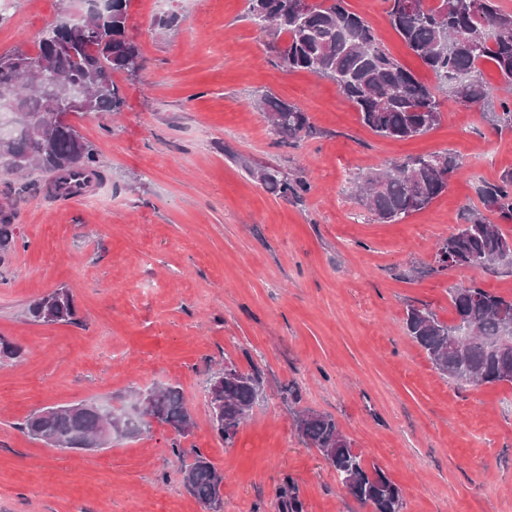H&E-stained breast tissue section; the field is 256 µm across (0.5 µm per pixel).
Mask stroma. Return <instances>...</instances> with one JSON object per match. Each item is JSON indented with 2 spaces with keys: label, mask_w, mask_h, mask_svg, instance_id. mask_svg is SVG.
<instances>
[{
  "label": "stroma",
  "mask_w": 512,
  "mask_h": 512,
  "mask_svg": "<svg viewBox=\"0 0 512 512\" xmlns=\"http://www.w3.org/2000/svg\"><path fill=\"white\" fill-rule=\"evenodd\" d=\"M392 56L433 78L404 44L384 0H343ZM65 0H12L0 53L33 48ZM247 0H129L127 34L142 66L117 73L125 105L69 115L98 151L103 180L65 203L48 175L0 170L16 247L0 265V335L20 359L0 364V512H209L183 484L203 455L224 473L222 512H278L292 477L304 512H369L301 438L293 405L332 414L358 453L404 491V512H512V385L466 390L438 374L407 334V305L453 321L451 287L478 281L512 297V271L429 274L435 245L477 188L512 169V129L444 101L441 123L407 141L362 124L317 75L282 68L279 37L246 17ZM178 15L159 30L161 13ZM307 113L310 135L282 144L254 100ZM458 154L460 170L426 209L398 224L354 199L355 174L425 153ZM305 179L298 201L249 174ZM79 324L41 325L28 304L57 287ZM233 361L257 369L267 397L233 447L213 432L202 388ZM180 388L194 427L153 425L111 447L59 451L21 424L45 406H126L134 391ZM180 442L183 458L171 455Z\"/></svg>",
  "instance_id": "obj_1"
}]
</instances>
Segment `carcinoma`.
Masks as SVG:
<instances>
[{"label": "carcinoma", "mask_w": 512, "mask_h": 512, "mask_svg": "<svg viewBox=\"0 0 512 512\" xmlns=\"http://www.w3.org/2000/svg\"><path fill=\"white\" fill-rule=\"evenodd\" d=\"M392 27L432 73L437 87L464 106L476 105L491 121L512 128V105L499 101L493 111L491 87L481 78V65H493L508 92L512 91V12L497 0H385ZM293 0H248L251 21H269L268 28L285 37L277 50L280 66L307 71L332 81L338 92L360 113L362 122L381 137L408 140L437 126L441 102L433 88L420 82L387 53L368 24L348 11L342 0H312L297 18ZM127 0H112V13H92L88 19L100 30L98 49L71 52L81 43L79 30L54 25L44 30L30 51L21 48L0 55V95H14L16 119L10 124L8 142L0 141V165L6 172L27 165L59 178L87 173L102 177L94 145L56 111L60 98L88 91L87 113L119 112L124 98L112 73H136L141 66L138 45L126 33ZM257 106L281 142L312 133L309 118L298 106L264 93ZM408 168L389 161L380 168L357 174L354 187L360 205L382 223L396 224L428 207L448 187L447 175L459 168L455 156L425 154L406 159ZM252 176L283 198L299 200L310 184L301 178L280 177L267 168ZM480 193L485 207L499 220L512 222V170L485 184ZM13 214L0 209V261L15 247ZM512 248V235L471 213L448 238L438 244L429 271L441 274L450 268L496 272L494 259ZM455 313L443 321L431 305H410L405 311L406 331L425 352L432 368L460 388L485 384H512V346L500 344L512 322L508 299L472 281L449 290ZM52 302L34 300L27 308L37 324H77L74 298L65 287L54 289ZM461 321L471 327L473 338L455 348L450 337ZM160 396L152 410L158 423L185 437L192 418L180 390L158 386ZM264 390L261 376L237 370L224 380V413L209 409L210 424L224 447L233 446L240 427ZM299 435L315 448L336 473L343 488L372 512H403L402 489L379 467H367L336 418L309 408L295 411ZM104 416L93 401L47 406L32 412L22 429L34 440L61 451L82 447L102 432ZM152 424L140 414L130 415L122 428L128 437L150 431ZM279 512H304L291 477L283 478ZM224 472L201 454L183 469L186 489L201 503L221 508L218 497Z\"/></svg>", "instance_id": "obj_1"}]
</instances>
